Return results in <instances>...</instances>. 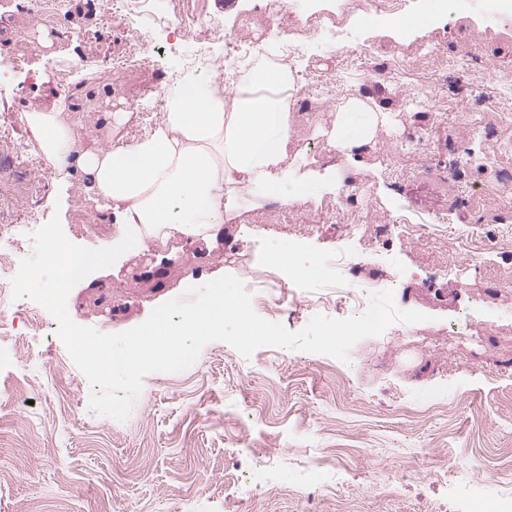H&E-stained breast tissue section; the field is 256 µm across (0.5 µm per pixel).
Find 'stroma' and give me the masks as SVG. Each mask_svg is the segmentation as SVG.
I'll return each instance as SVG.
<instances>
[{
    "label": "stroma",
    "mask_w": 512,
    "mask_h": 512,
    "mask_svg": "<svg viewBox=\"0 0 512 512\" xmlns=\"http://www.w3.org/2000/svg\"><path fill=\"white\" fill-rule=\"evenodd\" d=\"M69 40L33 47L34 21L0 6V56H25L22 72L0 77V111L59 106L77 135L102 127L104 112L127 113L100 146L146 132L157 120L148 89L156 72L174 80L188 70L223 65L224 43L205 26L194 40L174 26H155L145 38L166 49L159 66L132 64L119 75L96 67L72 75L97 78L78 107L57 89L71 58L127 60L130 30L105 0H61ZM344 21L343 51L319 49L304 59L306 78H331L353 67L337 102L356 97L370 63L400 61V83L375 81L366 101L385 114L346 183L368 195L366 223L415 225L412 238L392 234L377 248L346 244L341 227L351 214L335 196L309 211L279 202L255 205L243 196L224 236L192 244L159 241L118 258L71 291L68 311L80 325L118 333L142 323L156 306L187 287L225 274L249 294L259 272L287 270L289 295L306 305L283 306L276 317L290 331L316 314L314 298L372 279L394 284L402 310L426 314L410 332L387 328L360 340L349 362L301 350L263 347L242 357L221 341L177 373L145 377L127 421L90 412L91 386L74 365L53 316L31 299L0 306L12 342L0 362V512H466L472 498L512 497V194L499 180L512 173V127L493 141L475 139L481 122L496 127L504 103L490 73L512 74V21L496 0H456L447 18L410 37L390 34L370 12L353 9ZM472 54L474 70L446 69L449 57ZM425 86L433 100L415 119L406 100ZM484 96L481 111L471 98ZM335 104L294 117L289 160L324 170L338 152L315 153L332 127ZM470 139L469 182L448 177L450 143ZM54 178L26 167L0 176V225L44 224L49 214L25 205L49 197ZM80 184L60 212L64 233L88 248L116 244L117 225ZM319 224L292 260L278 251L301 221ZM265 461L267 481L245 476Z\"/></svg>",
    "instance_id": "35a3bbf8"
}]
</instances>
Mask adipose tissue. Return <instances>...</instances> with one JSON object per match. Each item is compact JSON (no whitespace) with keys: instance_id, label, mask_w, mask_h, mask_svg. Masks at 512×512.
I'll list each match as a JSON object with an SVG mask.
<instances>
[{"instance_id":"adipose-tissue-1","label":"adipose tissue","mask_w":512,"mask_h":512,"mask_svg":"<svg viewBox=\"0 0 512 512\" xmlns=\"http://www.w3.org/2000/svg\"><path fill=\"white\" fill-rule=\"evenodd\" d=\"M292 83L288 66L261 61L236 72L228 101L213 75L188 72L167 86L154 127L106 149L78 142L61 110L24 112L20 120L57 174L60 192L49 205H62L63 192L80 182L121 225L119 251L138 253L157 239L218 236L243 194L275 200L287 180L298 186L301 202L320 185L342 189L341 173L288 166ZM378 122L377 110L348 99L337 109L328 142L357 164L353 151L371 141Z\"/></svg>"}]
</instances>
